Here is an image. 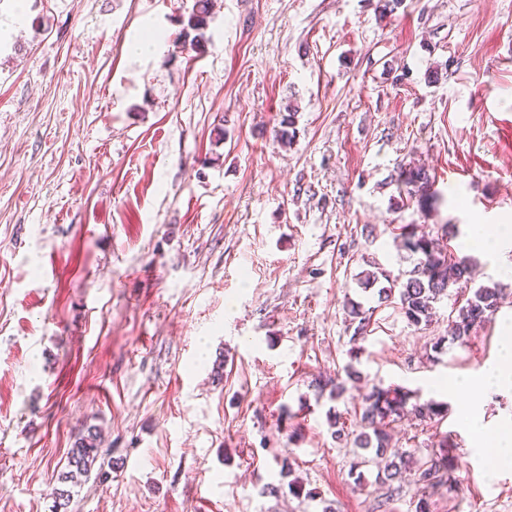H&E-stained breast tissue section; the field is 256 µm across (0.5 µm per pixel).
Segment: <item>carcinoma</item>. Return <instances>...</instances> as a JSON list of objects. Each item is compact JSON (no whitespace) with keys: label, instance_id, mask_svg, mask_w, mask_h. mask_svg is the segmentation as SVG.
I'll list each match as a JSON object with an SVG mask.
<instances>
[{"label":"carcinoma","instance_id":"obj_1","mask_svg":"<svg viewBox=\"0 0 512 512\" xmlns=\"http://www.w3.org/2000/svg\"><path fill=\"white\" fill-rule=\"evenodd\" d=\"M209 7V0H196L187 23L179 34V39L183 40V43L195 49L202 47V30L207 24ZM295 136V113L290 112L282 117L279 128L275 130V138L281 144L287 145ZM403 182L414 187L412 196L416 199L417 205L423 210L427 209L432 199L429 190L433 181L426 169H410ZM398 238L401 239L402 247L416 257L412 269L405 274V279L393 278L377 266L373 271L363 272L357 284L367 290L380 281H385V285L378 288V299L387 302L394 297L397 298L408 323L418 327L431 321L434 304L441 297L448 295V288L472 281L475 272L469 259H449L446 252L434 245L433 239L409 230L406 225L400 227ZM501 301L502 291L498 286L481 285L476 288L473 297L458 309L457 316L448 321V338H438L433 344V349H441L447 339L453 343H465L472 328L478 323L490 320ZM350 314L352 319L357 321L353 337L364 339L369 317L356 305L351 306ZM410 399L411 393L402 387H372L363 398L360 431L354 435L347 432L341 415L330 416L331 426L335 427L336 439L343 441L351 437L355 447L369 452L370 456L363 457L361 463H377L378 478L390 486L393 492L396 491L393 484L401 480L403 472L406 471L407 461L404 455L391 451L388 426L404 415ZM97 453L98 434L96 430L89 429L69 450V471L62 476V480L76 483L79 478L88 476L96 462ZM453 472L452 448L445 439L441 442L439 456L417 467L415 482L426 489L439 483L444 476L452 475Z\"/></svg>","mask_w":512,"mask_h":512}]
</instances>
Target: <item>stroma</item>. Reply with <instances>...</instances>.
Instances as JSON below:
<instances>
[{"label":"stroma","mask_w":512,"mask_h":512,"mask_svg":"<svg viewBox=\"0 0 512 512\" xmlns=\"http://www.w3.org/2000/svg\"><path fill=\"white\" fill-rule=\"evenodd\" d=\"M193 4L0 0V512H512V462L482 443L512 387L482 391L477 430L443 388L493 368L512 324V242L469 245L512 225V0H211L185 50ZM415 166L427 211L397 181ZM405 224L503 286L465 344L432 350L472 288L416 327L358 287L369 261L412 268ZM353 302L374 310L355 357ZM350 362L360 381L319 392ZM375 385L447 403L389 432L422 463L448 440L453 482L392 494L370 464L355 484L363 452L328 417L355 426ZM91 427L97 461L65 486ZM210 2L208 0H197L196 4L189 14L187 23L184 25L182 31L179 34L178 39L182 40L183 46L188 43L190 47L193 49H200L202 45V40L204 39L203 33L207 24V17L209 14ZM190 31L196 32V34L189 40ZM483 230V228L477 227L472 231V235L477 234L472 240L478 247L482 249L498 247L501 244L511 240L512 238L511 224H499L491 233L485 232Z\"/></svg>","instance_id":"1"}]
</instances>
